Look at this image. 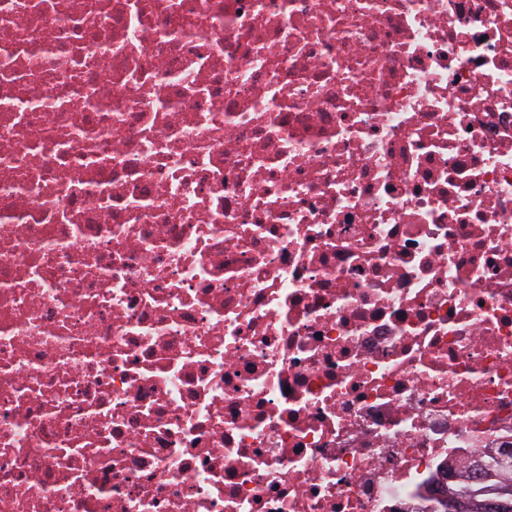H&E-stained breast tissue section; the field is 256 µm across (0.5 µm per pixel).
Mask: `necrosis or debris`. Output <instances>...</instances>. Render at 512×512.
I'll return each instance as SVG.
<instances>
[{
	"mask_svg": "<svg viewBox=\"0 0 512 512\" xmlns=\"http://www.w3.org/2000/svg\"><path fill=\"white\" fill-rule=\"evenodd\" d=\"M512 452V0H0V512H445Z\"/></svg>",
	"mask_w": 512,
	"mask_h": 512,
	"instance_id": "obj_1",
	"label": "necrosis or debris"
}]
</instances>
